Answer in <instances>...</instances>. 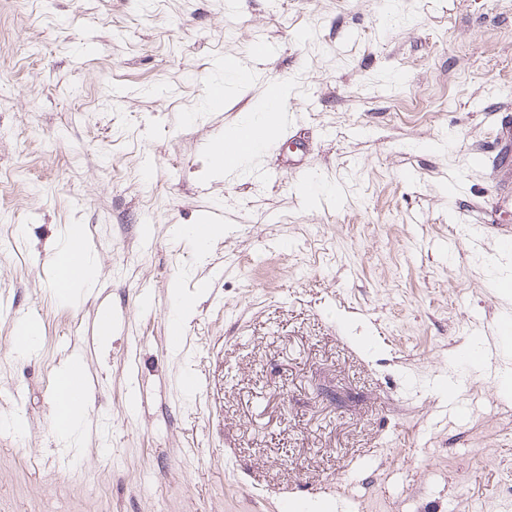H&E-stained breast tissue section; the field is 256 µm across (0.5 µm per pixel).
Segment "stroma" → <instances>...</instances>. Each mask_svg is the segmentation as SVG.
<instances>
[{
    "mask_svg": "<svg viewBox=\"0 0 512 512\" xmlns=\"http://www.w3.org/2000/svg\"><path fill=\"white\" fill-rule=\"evenodd\" d=\"M273 84L295 128L217 171ZM506 130L512 0H0V416L19 387L27 422L0 433V512H361L379 467L371 512H499L512 394L455 352L512 276ZM216 209L203 257L187 229ZM76 226L93 283L61 295ZM69 348L95 385L79 448L52 428Z\"/></svg>",
    "mask_w": 512,
    "mask_h": 512,
    "instance_id": "obj_1",
    "label": "stroma"
}]
</instances>
